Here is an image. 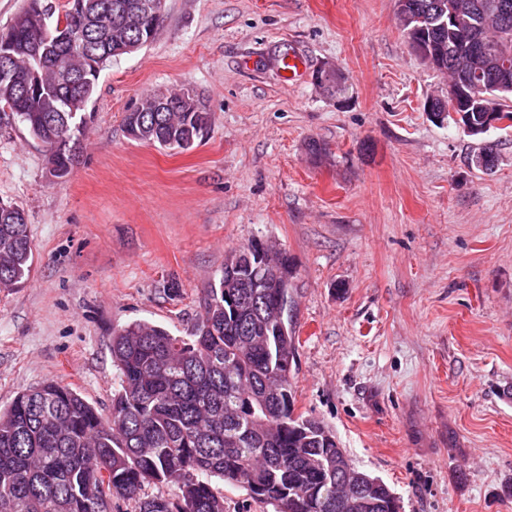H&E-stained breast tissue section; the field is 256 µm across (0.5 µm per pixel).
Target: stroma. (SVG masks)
Listing matches in <instances>:
<instances>
[{"mask_svg": "<svg viewBox=\"0 0 512 512\" xmlns=\"http://www.w3.org/2000/svg\"><path fill=\"white\" fill-rule=\"evenodd\" d=\"M288 52L308 63L295 83ZM445 83L396 0H165L154 41L102 71L66 178L0 113V201L24 209L35 257L0 291V409L56 381L109 414L113 332L186 335L225 257L258 240L294 262L295 413L402 512H512V127L435 122ZM182 88L209 114L191 149L127 135L144 95Z\"/></svg>", "mask_w": 512, "mask_h": 512, "instance_id": "stroma-1", "label": "stroma"}]
</instances>
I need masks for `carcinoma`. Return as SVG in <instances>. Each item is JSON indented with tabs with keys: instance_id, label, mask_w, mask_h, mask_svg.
<instances>
[{
	"instance_id": "1",
	"label": "carcinoma",
	"mask_w": 512,
	"mask_h": 512,
	"mask_svg": "<svg viewBox=\"0 0 512 512\" xmlns=\"http://www.w3.org/2000/svg\"><path fill=\"white\" fill-rule=\"evenodd\" d=\"M145 0H68L63 17L43 23V0H25L0 32L17 80H35L29 96L0 81V105L12 102L29 135L44 144L56 178L72 162L70 142L88 120L73 108L92 102L117 49L155 22L139 13ZM414 28L448 78L467 90L461 102L473 125L485 109L512 123V0H409ZM499 34L488 54L473 40ZM40 44L41 59L29 54ZM145 95L124 126L135 141L188 150L203 136L208 113L156 110ZM288 253L269 257L255 283L242 251L227 256L206 290L198 320L185 336L136 321L112 336L120 388L104 417L72 388L56 382L18 394L0 410V512H108L112 498L135 500L139 512H224L222 483L241 485L275 512H401L377 477L356 469L321 422L294 414L290 372L296 354L293 300L281 287ZM34 254L23 208L0 209V290L23 287ZM235 277L228 278V269ZM363 486L344 491L345 478ZM148 484H173L179 495L142 498Z\"/></svg>"
}]
</instances>
